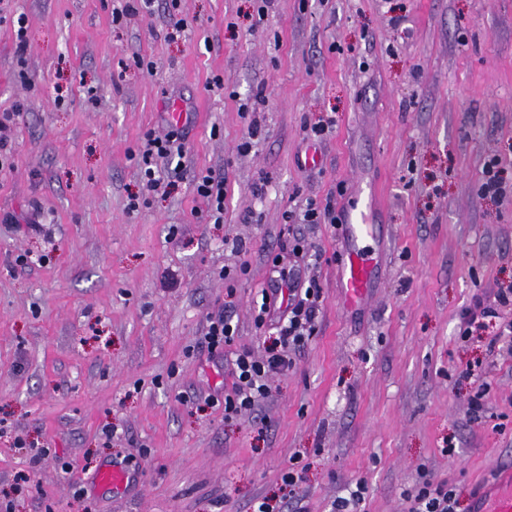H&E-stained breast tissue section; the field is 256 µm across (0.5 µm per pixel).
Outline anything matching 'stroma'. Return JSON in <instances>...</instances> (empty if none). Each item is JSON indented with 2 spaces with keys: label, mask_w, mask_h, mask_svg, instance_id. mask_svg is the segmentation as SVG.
Returning <instances> with one entry per match:
<instances>
[{
  "label": "stroma",
  "mask_w": 512,
  "mask_h": 512,
  "mask_svg": "<svg viewBox=\"0 0 512 512\" xmlns=\"http://www.w3.org/2000/svg\"><path fill=\"white\" fill-rule=\"evenodd\" d=\"M128 2L0 0V113L16 114L0 171V502L252 512L267 498L331 512L361 481L365 512H404L430 479L472 512L476 486L512 470V351L459 335L475 296L512 285V0H181L174 40L166 0L113 24ZM216 75L223 89L208 90ZM175 102L193 115L185 166L225 180L223 223L201 221L185 178L128 208L144 136L167 133ZM328 115L335 127L314 137ZM492 159L505 189L483 197ZM340 187L338 210L361 194L384 228L354 307L338 288L339 231L283 221ZM296 235L324 256L301 272L323 289L316 331L288 347L262 406L225 420L204 401L232 383L204 344L208 320L226 312L235 348L264 355L256 300ZM167 268L175 287L160 285ZM471 369L489 385L477 420ZM127 460L122 495L97 486Z\"/></svg>",
  "instance_id": "obj_1"
}]
</instances>
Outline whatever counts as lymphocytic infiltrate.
Wrapping results in <instances>:
<instances>
[{
    "mask_svg": "<svg viewBox=\"0 0 512 512\" xmlns=\"http://www.w3.org/2000/svg\"><path fill=\"white\" fill-rule=\"evenodd\" d=\"M185 130L173 129L165 136L147 135L141 154L140 172L142 191L129 199L130 210H138L145 194L167 188V175L157 166L158 160L181 155ZM290 253L292 267L281 264L280 257H272L271 270L277 275V286L262 291L261 302L255 311L257 328L276 331L275 344L264 357H255L250 350L234 349L236 328L224 314L212 316L205 334L207 350L212 355L230 356L232 386L224 393V417L231 420L247 411H255L271 393L270 379L288 368V360L280 349L286 345H301L312 335L320 313L322 290L317 282L302 284L301 267L312 265V255L301 237H294ZM512 307V288L497 291L493 298L476 297L464 316L462 336L493 329L489 349L498 344L512 343V320L501 321V310ZM406 512H455V493L448 482H423L414 495L408 496Z\"/></svg>",
    "mask_w": 512,
    "mask_h": 512,
    "instance_id": "f902f5d3",
    "label": "lymphocytic infiltrate"
}]
</instances>
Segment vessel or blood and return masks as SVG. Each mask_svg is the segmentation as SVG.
Instances as JSON below:
<instances>
[{"label":"vessel or blood","mask_w":512,"mask_h":512,"mask_svg":"<svg viewBox=\"0 0 512 512\" xmlns=\"http://www.w3.org/2000/svg\"><path fill=\"white\" fill-rule=\"evenodd\" d=\"M343 236L351 242L352 248L345 253L339 263V278L348 302L362 301L368 294L373 278L374 258L365 241L377 232L376 225L367 223L366 215L360 207L359 199H352L350 211L341 226ZM99 486L112 493H120L127 475L122 468L109 465L102 468L97 476Z\"/></svg>","instance_id":"1"}]
</instances>
